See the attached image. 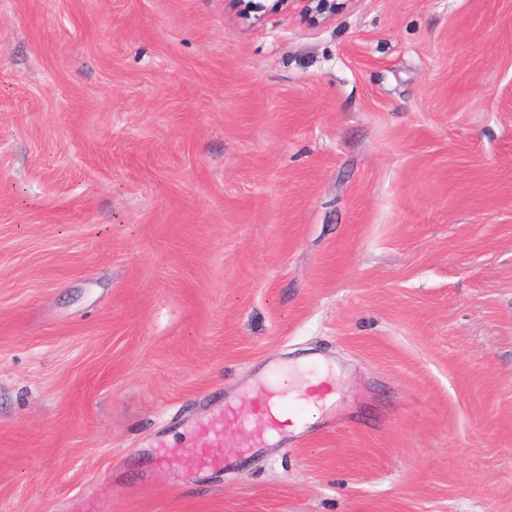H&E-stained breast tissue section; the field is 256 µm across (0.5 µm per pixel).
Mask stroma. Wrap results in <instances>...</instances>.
Instances as JSON below:
<instances>
[{
	"label": "stroma",
	"mask_w": 512,
	"mask_h": 512,
	"mask_svg": "<svg viewBox=\"0 0 512 512\" xmlns=\"http://www.w3.org/2000/svg\"><path fill=\"white\" fill-rule=\"evenodd\" d=\"M81 504L512 512V0H0V512ZM271 9L281 10L289 8L291 4L300 5V13L313 20L327 19L336 14L344 1L339 0H272ZM257 400L258 407L243 421V426L251 432L253 448H265L273 433H278L297 413L274 390L261 392ZM228 418L215 416L206 423L200 424L194 437V448L190 456V462L200 468H211L226 466L232 462L231 456L218 455L214 448H236V445L229 441L227 434Z\"/></svg>",
	"instance_id": "1"
}]
</instances>
